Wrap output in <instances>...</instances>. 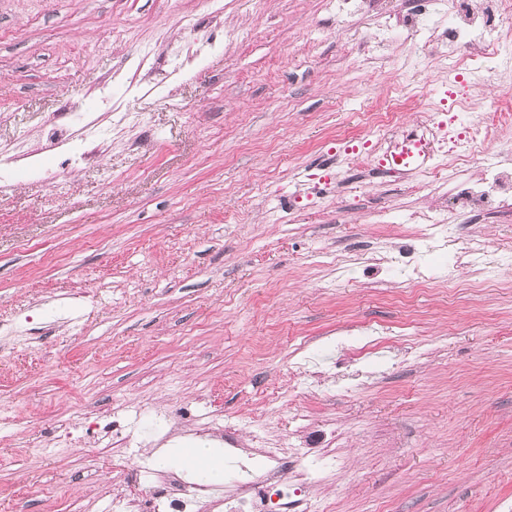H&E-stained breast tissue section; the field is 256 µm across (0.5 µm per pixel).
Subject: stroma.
I'll return each instance as SVG.
<instances>
[{
    "instance_id": "obj_1",
    "label": "stroma",
    "mask_w": 512,
    "mask_h": 512,
    "mask_svg": "<svg viewBox=\"0 0 512 512\" xmlns=\"http://www.w3.org/2000/svg\"><path fill=\"white\" fill-rule=\"evenodd\" d=\"M404 2L0 0V161L74 90L103 131L91 162L43 154L53 181H0V512H119L149 472L198 482L157 450L228 430L338 450L309 512H512V269L406 303L360 258L468 177L361 170L390 133L369 113L448 119L439 47L363 49ZM455 221L512 248V217ZM407 323L428 355L336 389L337 333Z\"/></svg>"
}]
</instances>
